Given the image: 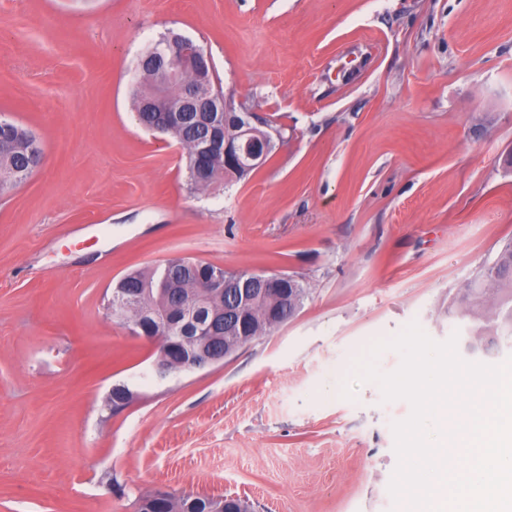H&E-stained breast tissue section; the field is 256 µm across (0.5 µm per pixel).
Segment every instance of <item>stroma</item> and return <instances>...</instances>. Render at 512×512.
Instances as JSON below:
<instances>
[{
	"label": "stroma",
	"mask_w": 512,
	"mask_h": 512,
	"mask_svg": "<svg viewBox=\"0 0 512 512\" xmlns=\"http://www.w3.org/2000/svg\"><path fill=\"white\" fill-rule=\"evenodd\" d=\"M171 32L279 131L218 194L135 119L138 61ZM0 117L44 153L0 193V512H137L158 490L402 512L391 425L409 403L340 389L409 323L465 334L448 301L512 238V0H0ZM174 258L310 294L160 383L105 305ZM118 382L137 396L113 413Z\"/></svg>",
	"instance_id": "1"
}]
</instances>
